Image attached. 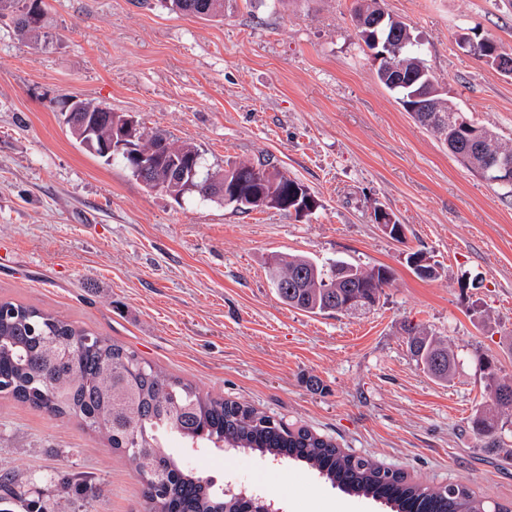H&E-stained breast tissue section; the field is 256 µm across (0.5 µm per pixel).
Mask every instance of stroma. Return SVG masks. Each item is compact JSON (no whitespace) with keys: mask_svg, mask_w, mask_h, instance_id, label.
Listing matches in <instances>:
<instances>
[{"mask_svg":"<svg viewBox=\"0 0 512 512\" xmlns=\"http://www.w3.org/2000/svg\"><path fill=\"white\" fill-rule=\"evenodd\" d=\"M355 0H226L215 19L160 0H44L41 39L0 20V299L56 311L215 396L248 403L437 487L468 485L512 512V457L478 448L483 364L512 378V196L463 165L377 78ZM421 44L449 101L512 145V76L464 32L512 53V0H383ZM194 144L205 168L269 160L319 201L299 217L174 201L71 139L70 97ZM404 226L385 234L375 208ZM423 252L439 275L407 263ZM386 265L367 311L310 315L279 301L274 254ZM458 355L441 385L406 346L405 324ZM169 453L216 485L268 470L282 512H388L300 464L250 456L224 467L179 439ZM47 512H149L137 476L78 420L0 397V465ZM68 470L101 484L83 499Z\"/></svg>","mask_w":512,"mask_h":512,"instance_id":"obj_1","label":"stroma"}]
</instances>
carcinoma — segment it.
Wrapping results in <instances>:
<instances>
[{
    "label": "carcinoma",
    "instance_id": "obj_1",
    "mask_svg": "<svg viewBox=\"0 0 512 512\" xmlns=\"http://www.w3.org/2000/svg\"><path fill=\"white\" fill-rule=\"evenodd\" d=\"M28 0H0V18L13 21L22 35H36L40 28L24 25ZM165 6L200 17L224 16V0H164ZM396 30L392 50L395 65L405 69H427L419 43L407 25L389 17ZM387 89L397 94L405 111L416 104L413 90L398 85L393 74L377 71ZM99 122L97 140L112 137L116 113L106 106L90 113ZM422 125L450 143V152L470 169L483 174L487 164L485 151L458 139L448 124V113L432 119L430 112H414ZM482 144L512 157V146L500 142L486 127L479 128ZM72 140L90 150L87 128L79 121L68 126ZM139 148L145 155L148 175L144 182L159 188L174 200L194 193L203 200H224L212 191V182L231 177L240 193L247 196L259 187L278 201L276 209L287 211V191L298 181L278 169L266 173L249 161H239L224 170L203 172L196 146L171 140L163 131L139 132ZM194 161L192 182L170 176V169L185 161ZM267 277L279 300L297 310L311 313H341L350 299H359L365 308L375 305L392 279L385 265L362 268L336 260L322 264L304 255H274L268 260ZM407 344L416 362L432 380L453 381L458 355L441 336L411 324L405 326ZM512 387V379L488 368L484 388L491 403L482 404L471 417L472 430L483 447L512 456V448L503 447L498 437L509 420L512 402L504 403L499 391ZM0 395L27 403L53 416L75 417L88 429L103 434L111 448L120 451L140 476L144 496L153 512H244L248 493L219 488L181 467L167 451V439L176 435L204 448L249 450L261 456L289 458L305 464L319 476L344 492L380 501L391 512H500L487 509L464 484L450 483L436 489L412 482L400 471L385 468L369 457L345 454L331 439L303 427H291L273 420L247 403L203 396L192 384L165 373L136 350L107 336L80 326L65 316L33 305L0 300ZM58 484L75 489L86 498L97 494L96 486L86 479L58 474ZM0 503L24 504L25 512H43L30 499L31 491L13 468L0 469Z\"/></svg>",
    "mask_w": 512,
    "mask_h": 512
}]
</instances>
